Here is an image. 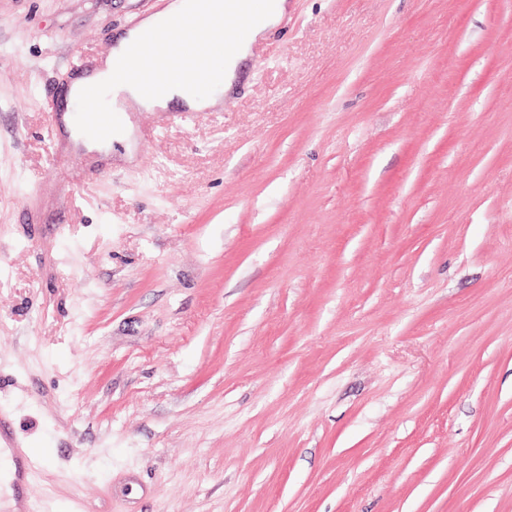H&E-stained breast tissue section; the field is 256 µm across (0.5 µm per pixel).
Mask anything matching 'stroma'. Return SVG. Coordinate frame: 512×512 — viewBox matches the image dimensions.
Masks as SVG:
<instances>
[{
	"label": "stroma",
	"mask_w": 512,
	"mask_h": 512,
	"mask_svg": "<svg viewBox=\"0 0 512 512\" xmlns=\"http://www.w3.org/2000/svg\"><path fill=\"white\" fill-rule=\"evenodd\" d=\"M157 0H0V417L48 512H512V0H288L220 110L87 152Z\"/></svg>",
	"instance_id": "35a3bbf8"
}]
</instances>
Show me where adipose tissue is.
Instances as JSON below:
<instances>
[{"label": "adipose tissue", "mask_w": 512, "mask_h": 512, "mask_svg": "<svg viewBox=\"0 0 512 512\" xmlns=\"http://www.w3.org/2000/svg\"><path fill=\"white\" fill-rule=\"evenodd\" d=\"M287 9V0H264L261 10L239 41L234 54H224L218 47L208 51L202 70L187 71L175 64L178 56H192L199 50L198 43L189 41L176 48L166 42L148 45L144 57L150 67L166 72L164 90L155 96H145L139 87L113 73V61L126 47L138 41L144 32L162 26L176 15L208 16L221 21L224 0H158L153 13L115 40L99 68L75 79L69 90L71 100H79L86 85L103 87L110 95L109 109L113 114L112 132L108 135L90 133L87 126L71 125V135L87 151L105 153L113 141L128 140L131 130L130 113L137 111L163 112L170 103L177 102L192 110H206L220 106L221 90L230 88L238 75L240 61L247 56L252 45L267 28L277 23Z\"/></svg>", "instance_id": "1"}]
</instances>
